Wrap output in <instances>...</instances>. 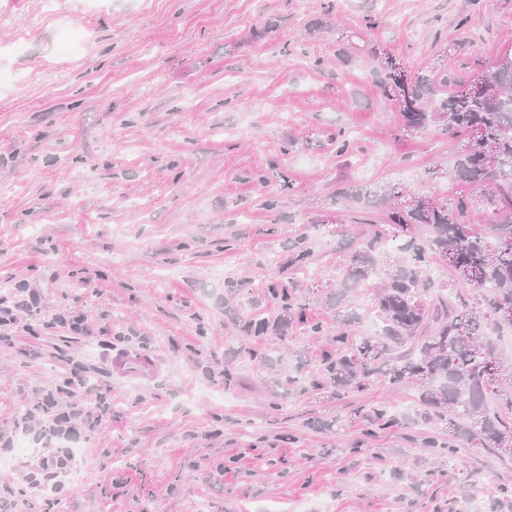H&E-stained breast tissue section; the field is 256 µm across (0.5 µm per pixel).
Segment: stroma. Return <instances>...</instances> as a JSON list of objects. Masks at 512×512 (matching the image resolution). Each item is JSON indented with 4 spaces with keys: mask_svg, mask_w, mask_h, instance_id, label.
<instances>
[{
    "mask_svg": "<svg viewBox=\"0 0 512 512\" xmlns=\"http://www.w3.org/2000/svg\"><path fill=\"white\" fill-rule=\"evenodd\" d=\"M77 17L87 39L67 53ZM511 44L512 0H0V72L15 77L0 84V302L17 308L0 327V434L12 441L0 512H459L466 499L507 512L512 457H438L416 390L380 378L337 399L293 379L296 351L319 360L336 333L324 295L346 250L383 218L338 189L467 191L431 174L450 168L454 140L402 132L372 48L458 73ZM301 239L321 289L288 262ZM432 267L433 306L481 304L482 290ZM273 279L322 333L246 335L251 315L274 314ZM65 310L84 314L88 335L54 322ZM120 348L157 354L159 377L115 379ZM75 362L108 410L80 440L47 439L32 410ZM380 404L394 427H324ZM63 447L61 481L21 477L22 462Z\"/></svg>",
    "mask_w": 512,
    "mask_h": 512,
    "instance_id": "1",
    "label": "stroma"
}]
</instances>
